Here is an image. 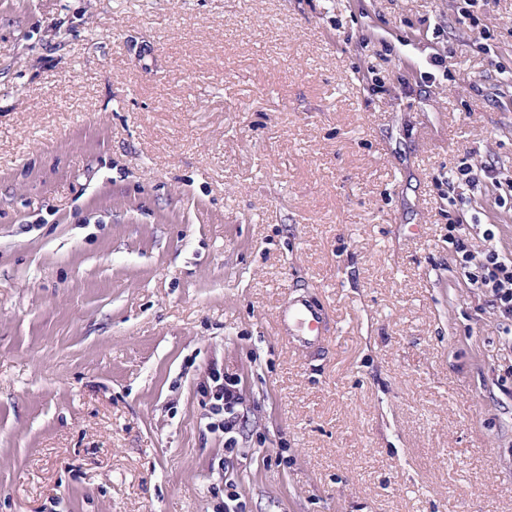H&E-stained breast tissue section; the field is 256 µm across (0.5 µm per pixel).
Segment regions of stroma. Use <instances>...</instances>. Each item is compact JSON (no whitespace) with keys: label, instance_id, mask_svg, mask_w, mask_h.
I'll use <instances>...</instances> for the list:
<instances>
[{"label":"stroma","instance_id":"stroma-1","mask_svg":"<svg viewBox=\"0 0 512 512\" xmlns=\"http://www.w3.org/2000/svg\"><path fill=\"white\" fill-rule=\"evenodd\" d=\"M462 5L0 0V512H213L221 463L245 512H512V349L448 240L512 252L448 180L512 179V0ZM277 327L303 349L313 348L327 331L322 312L303 299L290 302L280 312ZM238 382L224 375L221 369L213 368L206 382L198 390L201 402L208 406L211 428L224 434V449L232 452L236 444L233 434L237 430L239 395ZM227 436V437H226Z\"/></svg>","mask_w":512,"mask_h":512}]
</instances>
